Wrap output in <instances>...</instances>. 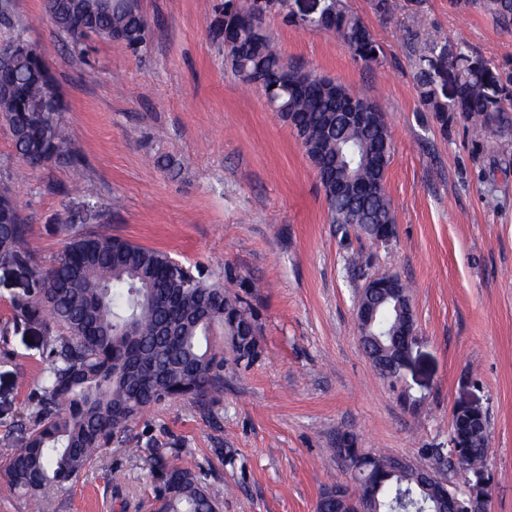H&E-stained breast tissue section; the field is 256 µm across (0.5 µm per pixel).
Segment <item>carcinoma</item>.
I'll use <instances>...</instances> for the list:
<instances>
[{
	"instance_id": "cac0c4a2",
	"label": "carcinoma",
	"mask_w": 512,
	"mask_h": 512,
	"mask_svg": "<svg viewBox=\"0 0 512 512\" xmlns=\"http://www.w3.org/2000/svg\"><path fill=\"white\" fill-rule=\"evenodd\" d=\"M247 0H224L225 58L242 82L259 88L275 103L315 169L330 223L342 237L352 230L370 236L367 223L392 224V202L382 174L391 159V133L380 105L360 98L362 123L349 122L344 101L350 92L313 68L287 62L266 33L241 22L238 10ZM490 13L512 26V0H457ZM63 11L55 28L70 50L81 54L85 38L95 34L118 41L134 53L147 47L148 26L136 0H45V13ZM333 33L354 60H376L380 47L369 27L342 0H332L310 22ZM25 28L9 13L0 14V71L17 70L9 97H0V122L9 130L15 155L29 168L56 165L76 169L81 150L64 129V106L56 81L43 76L41 51L22 47ZM438 43L425 47L416 65L421 104L434 113L442 132L456 114L497 137L496 149L512 153V102L489 87L498 81L492 70L460 74L450 98L438 89L436 70L427 64ZM30 226L12 194L0 197V263L29 269L40 281L34 297L17 304L24 314L46 318L57 330L49 337L42 385L28 401L25 417L5 440L11 449L0 492L24 493L30 512H44L43 494L76 479L89 461L112 445L131 422L183 388L199 404L224 392V347L209 340L218 327L236 361L250 365L245 331L255 322L254 309L239 295L209 281L200 268L186 267L168 254L112 234L108 224L76 233L49 263H37L25 248ZM408 285L399 282L397 299L382 304L372 332L389 337L400 318L410 314ZM488 434L484 425L471 431L457 460L468 471L485 466ZM356 463L361 491L373 488L369 512H452L448 497L428 482L425 470L412 463L393 469L391 455L344 446ZM220 493L207 474L179 466L165 469L154 491V512H220ZM318 512H342L345 501L334 488L321 493Z\"/></svg>"
}]
</instances>
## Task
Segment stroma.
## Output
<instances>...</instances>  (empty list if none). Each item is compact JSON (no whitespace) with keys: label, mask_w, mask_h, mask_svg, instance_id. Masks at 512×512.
Returning <instances> with one entry per match:
<instances>
[{"label":"stroma","mask_w":512,"mask_h":512,"mask_svg":"<svg viewBox=\"0 0 512 512\" xmlns=\"http://www.w3.org/2000/svg\"><path fill=\"white\" fill-rule=\"evenodd\" d=\"M221 2L139 0L145 51L91 35L78 55L42 0H14L84 156L75 170L25 167L0 125V177L12 176L27 248L46 261L69 233L108 224L113 235L205 268L258 314L259 356L245 367L225 353L220 400L201 408L183 397L150 409L68 488L50 489L47 512H152L173 448L181 467L204 470L221 488L222 512H315L325 487L349 480L338 432L431 467L435 449L450 446L461 403L488 420L489 512H512V156L462 119L440 130L414 78L431 41L447 90L457 74L446 64L464 42L470 63L512 75V27L453 0H394L386 17L376 0H343L380 46L365 64L305 22L312 0H287L264 17L285 58L386 114L394 235L344 241L292 129L225 63L211 28ZM353 252L369 273L410 285L417 336L394 383L378 375L355 331L363 280L346 270ZM37 288L29 270L0 265V436L42 384L45 325L15 309Z\"/></svg>","instance_id":"35a3bbf8"}]
</instances>
